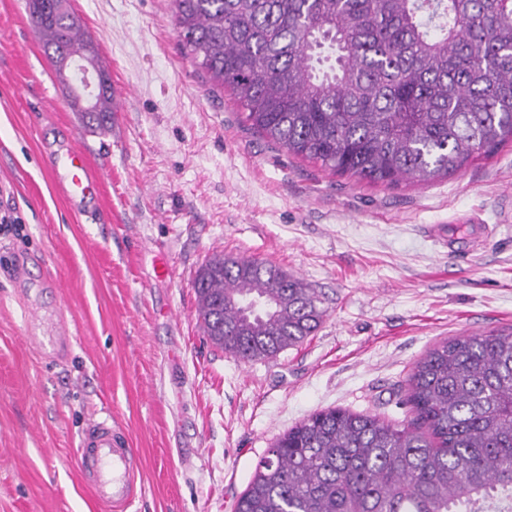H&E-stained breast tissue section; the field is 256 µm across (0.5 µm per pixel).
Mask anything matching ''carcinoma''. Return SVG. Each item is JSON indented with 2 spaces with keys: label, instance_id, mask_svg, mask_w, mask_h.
I'll use <instances>...</instances> for the list:
<instances>
[{
  "label": "carcinoma",
  "instance_id": "carcinoma-1",
  "mask_svg": "<svg viewBox=\"0 0 512 512\" xmlns=\"http://www.w3.org/2000/svg\"><path fill=\"white\" fill-rule=\"evenodd\" d=\"M185 55L268 142L372 185L427 184L512 143V0H172ZM56 76L100 57L70 0H26ZM113 93L73 109L91 133ZM212 344L243 361L302 343L325 311L266 262L196 272ZM408 422L344 409L280 435L235 512H512V331L446 338L408 379Z\"/></svg>",
  "mask_w": 512,
  "mask_h": 512
}]
</instances>
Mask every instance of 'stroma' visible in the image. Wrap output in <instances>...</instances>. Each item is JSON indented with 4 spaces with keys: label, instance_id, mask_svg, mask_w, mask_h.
Segmentation results:
<instances>
[{
    "label": "stroma",
    "instance_id": "stroma-1",
    "mask_svg": "<svg viewBox=\"0 0 512 512\" xmlns=\"http://www.w3.org/2000/svg\"><path fill=\"white\" fill-rule=\"evenodd\" d=\"M72 6L123 92L104 135L73 112L25 0H0V212L21 219L0 230V512H98L77 444L106 408L139 452L132 512H234L289 428L329 408L410 419L435 342L512 328V144L427 186L335 175L256 133L185 56L170 0ZM57 137L104 175L97 223L57 186ZM477 221L489 237L464 248ZM216 254L301 278L315 333L250 363L214 347L193 278ZM61 319L75 339L46 358L29 339Z\"/></svg>",
    "mask_w": 512,
    "mask_h": 512
}]
</instances>
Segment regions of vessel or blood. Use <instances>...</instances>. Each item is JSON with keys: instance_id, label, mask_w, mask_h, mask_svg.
I'll return each instance as SVG.
<instances>
[{"instance_id": "b4317fda", "label": "vessel or blood", "mask_w": 512, "mask_h": 512, "mask_svg": "<svg viewBox=\"0 0 512 512\" xmlns=\"http://www.w3.org/2000/svg\"><path fill=\"white\" fill-rule=\"evenodd\" d=\"M50 168L69 203L88 219H96L100 178L90 171L86 150L70 148L49 158ZM78 469L99 503L108 512H130L137 490L138 451L119 430L111 415L90 420L78 441Z\"/></svg>"}]
</instances>
